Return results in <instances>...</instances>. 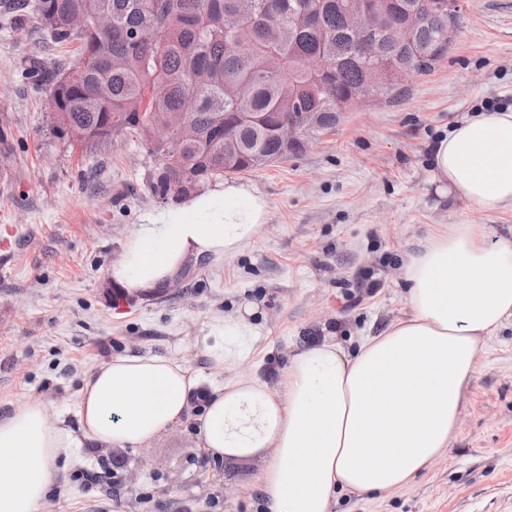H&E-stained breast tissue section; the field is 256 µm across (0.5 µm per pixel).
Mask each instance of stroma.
Listing matches in <instances>:
<instances>
[{
  "label": "stroma",
  "mask_w": 512,
  "mask_h": 512,
  "mask_svg": "<svg viewBox=\"0 0 512 512\" xmlns=\"http://www.w3.org/2000/svg\"><path fill=\"white\" fill-rule=\"evenodd\" d=\"M457 33L426 76L409 75L393 102L358 108L304 152L239 173L269 204L254 238L218 263L189 262L166 287L127 292L106 268L135 224L163 203L157 162L136 134L88 154L53 135L47 83L73 56L36 18L0 0V417L32 399L80 428L87 369L118 354L182 359L226 383L277 384L297 350L335 338L355 349L404 309L402 256L441 224H490L512 238V212L466 208L432 184L436 139L475 113L512 106V0H458ZM374 286L360 295V285ZM253 306L260 334L232 366L202 338ZM457 435L409 486L381 498L339 496L332 512H512V323L480 351ZM192 404V416L202 413ZM190 420L137 448H73L40 512H265L268 456L211 459ZM122 459L109 477L81 472Z\"/></svg>",
  "instance_id": "obj_1"
}]
</instances>
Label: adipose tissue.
<instances>
[{"instance_id":"1","label":"adipose tissue","mask_w":512,"mask_h":512,"mask_svg":"<svg viewBox=\"0 0 512 512\" xmlns=\"http://www.w3.org/2000/svg\"><path fill=\"white\" fill-rule=\"evenodd\" d=\"M432 181L470 208L512 211V109L480 112L439 137ZM268 216L252 186L207 184L146 214L107 275L130 292L164 287L189 259L237 251ZM402 276L401 317L351 352L334 340L301 350L279 386L254 377L210 384L177 359L117 355L85 378L78 440L30 401L0 419V512H39L67 449L137 447L180 423L202 391L198 432L209 457L272 450L259 479L266 512H331L338 495L409 485L454 439L480 348L512 320V240L485 224H452L406 251ZM252 313L244 307L219 326V357L246 354Z\"/></svg>"}]
</instances>
